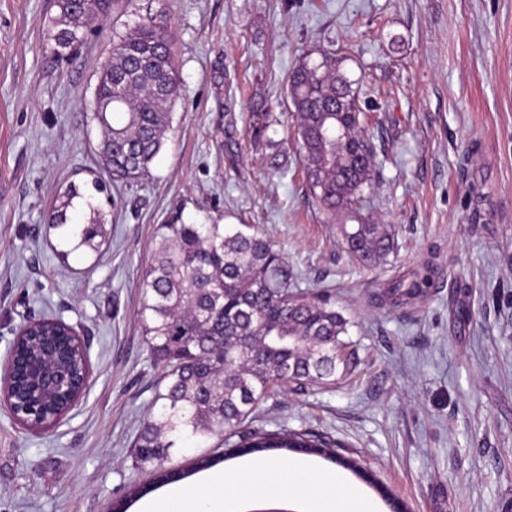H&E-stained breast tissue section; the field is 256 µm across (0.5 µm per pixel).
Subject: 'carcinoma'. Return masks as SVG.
<instances>
[{"mask_svg": "<svg viewBox=\"0 0 512 512\" xmlns=\"http://www.w3.org/2000/svg\"><path fill=\"white\" fill-rule=\"evenodd\" d=\"M118 0H54L56 15L46 32L47 47L63 62L83 43L88 27ZM174 39L157 17L149 16L113 43L94 92L93 115L102 130L101 160L114 181L149 174L167 141L179 91ZM346 57L331 52L305 56L287 76V97L296 121L306 178L322 209L352 222L344 227L347 253L373 264L394 247L391 236L359 214L374 150L360 118L356 81L342 67ZM276 119L266 109L252 113V135L270 140ZM80 196L70 184L57 194L48 216L68 232L67 211ZM104 219L93 210L78 232V246H100ZM425 266L395 281L397 299L430 287ZM297 274L277 244L253 224L161 225V244L142 280L140 316L157 379V412L143 418L135 442L142 464H161L171 450L201 445L215 436L240 452L290 451L316 454L339 463L369 482L400 512L405 505L350 458L318 440L293 431L239 430L260 400L281 384L330 386L352 367L348 321L327 303L295 287ZM224 462L205 454L190 469L158 472L112 504L128 512L137 499L160 484L190 478Z\"/></svg>", "mask_w": 512, "mask_h": 512, "instance_id": "1", "label": "carcinoma"}]
</instances>
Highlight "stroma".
Masks as SVG:
<instances>
[{
    "mask_svg": "<svg viewBox=\"0 0 512 512\" xmlns=\"http://www.w3.org/2000/svg\"><path fill=\"white\" fill-rule=\"evenodd\" d=\"M54 14L53 0H0V370L21 323L55 317L79 330L91 375L45 431L0 404V512H110L153 480L134 448L158 375L141 282L178 214L260 225L298 288L332 290L348 321L351 373L282 387L253 427L340 443L409 512H500L512 500V0H120L63 63L44 44ZM150 14L174 35L180 75L168 142L149 176L99 193L101 66ZM323 50L346 54L369 115L359 207L395 241L369 267L346 252L290 140L286 76ZM259 105L280 147L252 138ZM71 183L83 194L71 223L93 205L105 219L98 249L72 250L48 222ZM425 264V294L385 298Z\"/></svg>",
    "mask_w": 512,
    "mask_h": 512,
    "instance_id": "stroma-1",
    "label": "stroma"
}]
</instances>
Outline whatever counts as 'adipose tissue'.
<instances>
[{
    "instance_id": "obj_1",
    "label": "adipose tissue",
    "mask_w": 512,
    "mask_h": 512,
    "mask_svg": "<svg viewBox=\"0 0 512 512\" xmlns=\"http://www.w3.org/2000/svg\"><path fill=\"white\" fill-rule=\"evenodd\" d=\"M303 497L313 512H373V505L341 476L303 460L268 457L203 475L191 490L175 486L143 500L138 512H244L246 504Z\"/></svg>"
}]
</instances>
